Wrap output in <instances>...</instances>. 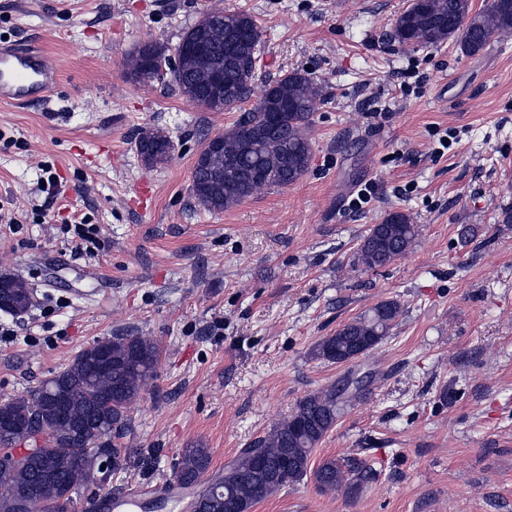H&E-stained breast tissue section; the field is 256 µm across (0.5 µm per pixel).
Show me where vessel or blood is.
Listing matches in <instances>:
<instances>
[{"label": "vessel or blood", "instance_id": "vessel-or-blood-1", "mask_svg": "<svg viewBox=\"0 0 512 512\" xmlns=\"http://www.w3.org/2000/svg\"><path fill=\"white\" fill-rule=\"evenodd\" d=\"M58 82V70L44 50L23 43H0V104H47Z\"/></svg>", "mask_w": 512, "mask_h": 512}]
</instances>
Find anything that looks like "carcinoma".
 <instances>
[{
	"label": "carcinoma",
	"mask_w": 512,
	"mask_h": 512,
	"mask_svg": "<svg viewBox=\"0 0 512 512\" xmlns=\"http://www.w3.org/2000/svg\"><path fill=\"white\" fill-rule=\"evenodd\" d=\"M224 25L214 34L211 63L224 68V106L244 102L255 81L253 60L261 52L256 19L243 11H207L191 25L181 42L192 41L207 30ZM512 36V0H489L473 11L470 0H422L410 5L394 24L393 37L402 46L433 47L452 42L474 56L496 39ZM173 81L183 96L211 111L203 70L184 59ZM325 101L323 85L307 73L293 71L265 83L257 104L240 115L220 134L224 140V176L193 169L191 194L196 204L219 212L264 188L297 181L309 167L312 154V116ZM279 115L278 125L265 123L266 115ZM170 139L159 131L143 134L137 143L145 164L158 166L170 159ZM417 225L402 212L387 214L368 229L356 252L367 269L383 267L413 248ZM0 293L5 312L26 313L32 289L0 271ZM402 314L400 303L382 300L326 336L313 348L315 357L329 363L350 361L358 342L369 351L383 342ZM105 344L109 366L93 370L98 345ZM158 344L147 336H114L80 350L62 371L44 380L26 396L0 402V417L8 414L15 429L0 437V512H74V494L93 492L98 476L121 466L123 439L130 427L128 410L157 376ZM344 390L331 385L306 396L293 414L275 424L264 436L242 449L224 471L203 481L211 460L207 449H183L173 467V481L191 488L201 502L195 512H250L257 503L313 474L324 492L342 491L356 496L372 476L371 469L344 458H328L311 469V455L342 416L347 403ZM89 429L87 447L77 453L69 443L73 426ZM50 430L35 464L16 459L26 454L33 426Z\"/></svg>",
	"instance_id": "carcinoma-1"
}]
</instances>
